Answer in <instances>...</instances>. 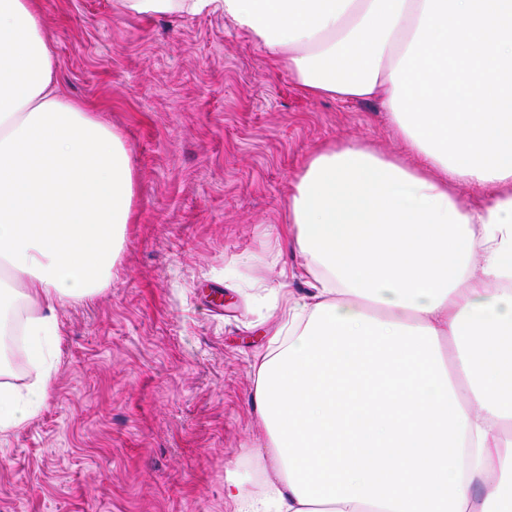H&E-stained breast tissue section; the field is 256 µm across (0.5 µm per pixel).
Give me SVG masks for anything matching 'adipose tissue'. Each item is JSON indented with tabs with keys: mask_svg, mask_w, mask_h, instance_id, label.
Here are the masks:
<instances>
[{
	"mask_svg": "<svg viewBox=\"0 0 512 512\" xmlns=\"http://www.w3.org/2000/svg\"><path fill=\"white\" fill-rule=\"evenodd\" d=\"M117 2L222 12L304 95L379 103L418 160L329 142L297 174L282 233L307 290L271 289L286 335L253 365L265 491L231 479L225 501L512 512V0ZM133 197L123 135L62 93L34 0H0V438L45 407L56 312L110 285Z\"/></svg>",
	"mask_w": 512,
	"mask_h": 512,
	"instance_id": "obj_1",
	"label": "adipose tissue"
}]
</instances>
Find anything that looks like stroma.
I'll return each instance as SVG.
<instances>
[{
    "instance_id": "stroma-1",
    "label": "stroma",
    "mask_w": 512,
    "mask_h": 512,
    "mask_svg": "<svg viewBox=\"0 0 512 512\" xmlns=\"http://www.w3.org/2000/svg\"><path fill=\"white\" fill-rule=\"evenodd\" d=\"M64 92L123 134L134 218L112 282L57 313L46 406L0 441V512H234L252 365L281 319L267 290L301 258L279 237L309 153H401L387 112L312 99L223 14L35 0Z\"/></svg>"
}]
</instances>
